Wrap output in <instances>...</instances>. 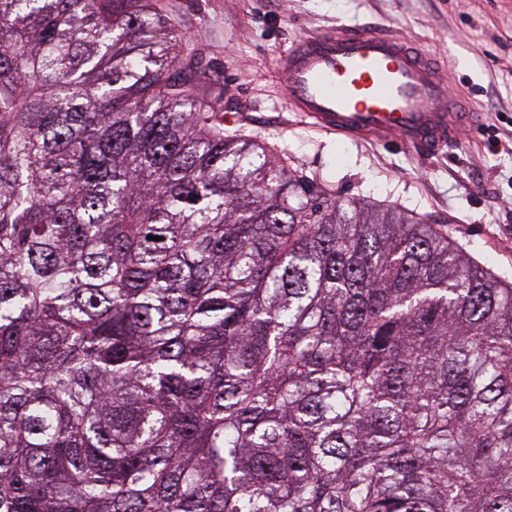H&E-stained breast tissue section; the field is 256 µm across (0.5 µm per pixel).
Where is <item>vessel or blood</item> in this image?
Instances as JSON below:
<instances>
[{
  "label": "vessel or blood",
  "instance_id": "1",
  "mask_svg": "<svg viewBox=\"0 0 512 512\" xmlns=\"http://www.w3.org/2000/svg\"><path fill=\"white\" fill-rule=\"evenodd\" d=\"M275 73L287 104L315 130L397 138L430 154L474 119L447 93L416 44L373 31L329 30L281 54Z\"/></svg>",
  "mask_w": 512,
  "mask_h": 512
}]
</instances>
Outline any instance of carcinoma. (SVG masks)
I'll use <instances>...</instances> for the list:
<instances>
[{"instance_id": "1", "label": "carcinoma", "mask_w": 512, "mask_h": 512, "mask_svg": "<svg viewBox=\"0 0 512 512\" xmlns=\"http://www.w3.org/2000/svg\"><path fill=\"white\" fill-rule=\"evenodd\" d=\"M0 512H512V285L224 132L158 0H0Z\"/></svg>"}]
</instances>
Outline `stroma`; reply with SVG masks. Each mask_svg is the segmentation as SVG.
Here are the masks:
<instances>
[{
    "label": "stroma",
    "mask_w": 512,
    "mask_h": 512,
    "mask_svg": "<svg viewBox=\"0 0 512 512\" xmlns=\"http://www.w3.org/2000/svg\"><path fill=\"white\" fill-rule=\"evenodd\" d=\"M188 48L210 67L225 130L274 145L343 201L417 214L512 283V0H167ZM373 30L420 45L475 124L431 156L400 140L310 129L290 112L275 62L327 28Z\"/></svg>",
    "instance_id": "1"
}]
</instances>
